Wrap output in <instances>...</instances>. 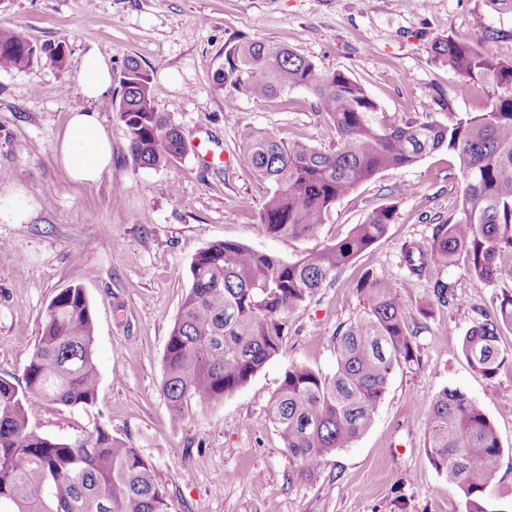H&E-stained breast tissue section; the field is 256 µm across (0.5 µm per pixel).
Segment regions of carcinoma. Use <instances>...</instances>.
<instances>
[{
    "mask_svg": "<svg viewBox=\"0 0 512 512\" xmlns=\"http://www.w3.org/2000/svg\"><path fill=\"white\" fill-rule=\"evenodd\" d=\"M434 57L471 80L490 85L483 112L451 119L388 123L378 104L343 70H324L287 45L247 42L214 82L254 98L307 89L336 133V148L280 139L248 128L240 152L253 177L267 185L255 217L269 237L316 235L333 207L358 185L391 169L412 166L445 149L456 156L464 183L458 213L432 228L429 244L402 250L410 274L429 260H464L473 278L490 284L512 276V58L494 39L438 36ZM65 45H38L17 28H0V68L25 69L45 58L61 66ZM132 163L159 167L183 156L179 127L155 107L150 75L127 59L112 78ZM396 207L372 211L337 242L287 262L247 245L221 241L190 264L191 285L162 357L161 393L171 423L191 403L214 406L245 386L281 352L287 315L311 299L392 224ZM362 314L333 336L336 370L323 375L291 364L269 404V418L297 463L312 478L323 459L351 447L372 425L394 367L419 362L420 323L409 316L397 283L366 273L357 282ZM441 306L456 301L441 278L432 289ZM512 330V296L481 313L465 334L462 353L491 379L507 360L499 336ZM99 387L94 322L83 288L60 290L47 307L41 334L24 368L23 384L0 379V512H170L151 461L102 422L72 439L30 428L32 398L84 411ZM430 464L461 492L465 512H497L487 489L503 448L492 421L462 391L444 387L426 406Z\"/></svg>",
    "mask_w": 512,
    "mask_h": 512,
    "instance_id": "1",
    "label": "carcinoma"
}]
</instances>
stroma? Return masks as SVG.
Instances as JSON below:
<instances>
[{
    "mask_svg": "<svg viewBox=\"0 0 512 512\" xmlns=\"http://www.w3.org/2000/svg\"><path fill=\"white\" fill-rule=\"evenodd\" d=\"M1 26L40 45L65 42L66 62L0 69V196L21 189L37 204L27 221L0 223V379L22 381L50 301L75 284L91 306L100 375L95 408L34 400L32 429L72 438L106 423L152 461L172 512H464L460 491L425 449L424 406L448 386L493 422L503 453L488 499L497 512H512V331L499 339L507 360L494 378L473 371L462 354L481 313L512 295V278L483 285L464 263L433 262L418 280L402 261L406 244L430 240L433 218L456 213L457 158L443 149L381 172L339 200L317 235L271 239L254 222L266 187L241 157V132L262 128L324 150L335 148L336 134L304 89L265 100L241 95L229 107L214 84L239 44L274 42L349 73L387 121L445 122L484 111L492 89L436 61L432 39L493 37L512 58L511 14L486 0H0ZM92 50L115 70L129 57L150 69L157 110L188 143L182 158L133 165L111 95L90 103L80 93ZM86 106L112 143V165L99 181L77 183L56 146L71 112ZM390 203L396 212L385 237L289 314L281 354L222 404H191L172 425L160 393L162 356L195 254L233 240L292 261L345 238ZM367 272L396 281L413 315L439 277L460 302L425 320L419 362L394 368L369 430L300 481L267 406L288 365L334 372L332 336L361 314L356 284Z\"/></svg>",
    "mask_w": 512,
    "mask_h": 512,
    "instance_id": "35a3bbf8",
    "label": "stroma"
}]
</instances>
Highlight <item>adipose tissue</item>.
I'll list each match as a JSON object with an SVG mask.
<instances>
[{
    "mask_svg": "<svg viewBox=\"0 0 512 512\" xmlns=\"http://www.w3.org/2000/svg\"><path fill=\"white\" fill-rule=\"evenodd\" d=\"M57 153L72 179L96 181L112 163V143L98 113L85 109L72 112L57 144Z\"/></svg>",
    "mask_w": 512,
    "mask_h": 512,
    "instance_id": "adipose-tissue-1",
    "label": "adipose tissue"
}]
</instances>
